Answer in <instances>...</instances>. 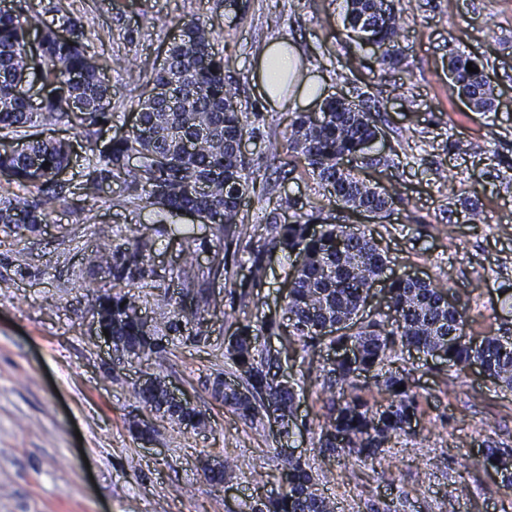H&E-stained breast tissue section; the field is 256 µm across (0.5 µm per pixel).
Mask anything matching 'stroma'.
Segmentation results:
<instances>
[{"mask_svg": "<svg viewBox=\"0 0 512 512\" xmlns=\"http://www.w3.org/2000/svg\"><path fill=\"white\" fill-rule=\"evenodd\" d=\"M399 62L381 67V49L351 36L343 0H0L1 10L32 8L46 19L78 17L83 39L106 60L112 87L110 126L99 142L124 135L143 100L125 70L140 56H161L178 26L207 23L224 57V73L239 88L248 116L246 152L258 181L274 180L287 162L278 146L295 116L330 96L375 106L381 140L369 179L397 187L390 214L347 217L371 233L388 259L367 313L387 314L391 277L413 274L447 289L468 316L466 333L512 336V0H401ZM283 39L304 56L314 97L272 102L263 95L257 62L264 46ZM460 51L488 63L496 107L472 111L449 89L448 55ZM72 161L49 223L30 233L0 225V512H249L253 471L264 494L280 490L278 447L333 478L323 490L338 512H512V490L483 464L487 446L512 448V391L479 369L457 372L415 350L394 364L409 372L419 395L415 435L392 440L373 461L319 454L327 396L299 342L269 336L281 367L302 391L291 436L256 430L210 390L224 371V346L236 327L281 308L290 265L268 257L258 298L240 299L223 277L186 285L181 237L192 230L196 264H212V225L185 216L153 224L143 208L119 205L121 189L107 183L99 198L84 195L86 140L67 127ZM145 226L153 241L152 276L139 289L144 316L164 321L176 304L193 306L206 289L222 298L203 328L163 336V357H118L101 338L93 306L103 281L83 257L105 250L129 229ZM145 374L162 376L205 414V429L152 414L134 389ZM151 424L141 439L135 421ZM244 463L233 484L211 482L202 460Z\"/></svg>", "mask_w": 512, "mask_h": 512, "instance_id": "35a3bbf8", "label": "stroma"}]
</instances>
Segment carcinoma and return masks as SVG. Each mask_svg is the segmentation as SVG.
I'll use <instances>...</instances> for the list:
<instances>
[{
    "label": "carcinoma",
    "mask_w": 512,
    "mask_h": 512,
    "mask_svg": "<svg viewBox=\"0 0 512 512\" xmlns=\"http://www.w3.org/2000/svg\"><path fill=\"white\" fill-rule=\"evenodd\" d=\"M397 4L399 0H359L353 9H345L343 17L344 26L353 34L356 20L365 17L372 43L386 47L383 65L396 62L395 47L402 29ZM181 29L186 37L168 46L167 66L146 56L126 70L129 82L140 83L151 92L166 87L168 97H147L131 129L100 148L93 136L115 117L112 89L104 80L106 62L83 42L81 22L69 18L60 29L38 11H0V133L6 138L25 128L67 125L85 135L87 168L94 173L87 190L95 194L100 182L121 179L123 204L144 203L157 223L187 210L195 212L224 241V252H215L208 274L220 275L231 287L241 288L242 299L266 283V253L279 251L291 261L281 312L263 315L256 327L236 328L224 348V359L237 386L223 385L216 377L211 383L213 397L255 429L264 427V410L276 408L287 435L297 392L281 385L279 353L262 345L259 333L294 336L305 353L322 344H350L358 351L355 361L319 366L330 386L338 389L325 405L319 453L366 461L376 459L388 443L408 434L419 412V396L407 376L388 367L399 349L414 348L432 358L442 352L448 366L459 371L478 363L488 378L511 391L512 341L494 335L478 341L466 339L465 311L450 304L447 292L436 285L398 275L388 287L392 315L385 319L364 315L370 290L384 273L387 258L358 225L322 221V208L305 211L301 198L278 194L281 183L275 181L265 188V194L276 196L278 206L294 211L297 220L282 224L273 218L263 225L262 233L250 232L240 212L255 177L238 150L247 133V115L229 108L238 102V88L226 81L224 56L215 51L206 23L191 18ZM469 62L479 72H468ZM486 68L479 57H448L452 89L471 95L475 112L494 107L495 87ZM34 83L45 90L36 110L16 95L18 86ZM379 134L369 106L326 98L319 121L304 113L289 125L285 147L290 169L283 170V176L301 167L328 203L347 212L384 218L399 197L398 189L381 188L360 175L373 164L369 153ZM70 156V144L63 139L30 138L24 153L0 152V176L42 195L34 204L1 201L0 224H26L34 229L47 223L58 176L69 166ZM133 156L138 165L131 169L128 160ZM46 162L50 166L45 168ZM151 249L152 241L135 229L112 251L92 250L85 257L89 271L111 276V292L104 297L112 304L100 307V314L112 326L114 350L137 356L161 354L165 351L158 339L162 329L178 332L181 325L191 322L200 327L211 307L218 306L217 300L208 297L203 307L191 311L178 305L163 328L135 315L138 301L131 289L144 287L152 274ZM241 264L248 265L249 277L238 284L235 268ZM336 322L344 323V332L328 335L327 328ZM360 369L374 374L375 387L386 396V404L359 393ZM136 394L145 406L163 408L195 429L207 425L206 417L196 409L170 405L162 383ZM484 462L501 477L504 487L512 488V448L489 446ZM322 478L327 474L312 470L300 456L292 457L281 468L282 492L257 498L250 512H336V503L319 493Z\"/></svg>",
    "instance_id": "1"
}]
</instances>
